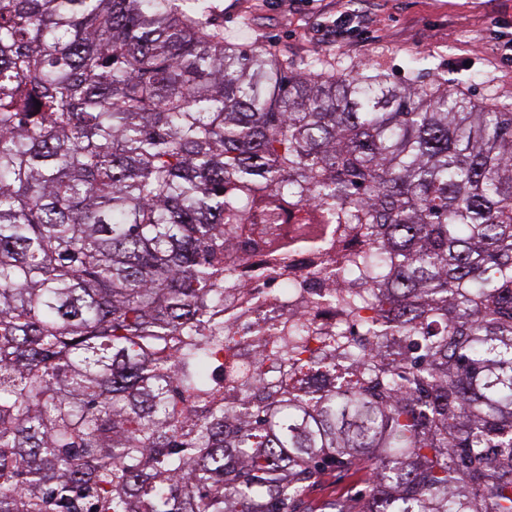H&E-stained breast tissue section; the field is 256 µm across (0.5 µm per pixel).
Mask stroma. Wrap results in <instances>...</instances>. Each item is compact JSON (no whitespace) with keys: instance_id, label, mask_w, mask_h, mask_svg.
I'll list each match as a JSON object with an SVG mask.
<instances>
[{"instance_id":"obj_1","label":"stroma","mask_w":512,"mask_h":512,"mask_svg":"<svg viewBox=\"0 0 512 512\" xmlns=\"http://www.w3.org/2000/svg\"><path fill=\"white\" fill-rule=\"evenodd\" d=\"M231 43L405 82L413 59L424 82L445 81L478 102L512 103V0H210ZM361 17L331 46L325 28L344 11Z\"/></svg>"}]
</instances>
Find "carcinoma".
I'll return each mask as SVG.
<instances>
[{"instance_id": "obj_1", "label": "carcinoma", "mask_w": 512, "mask_h": 512, "mask_svg": "<svg viewBox=\"0 0 512 512\" xmlns=\"http://www.w3.org/2000/svg\"><path fill=\"white\" fill-rule=\"evenodd\" d=\"M326 469L331 512H512V108L207 0H0V512H312ZM355 479V477L338 473L326 475L312 489L311 497L321 502L335 501L345 495Z\"/></svg>"}]
</instances>
